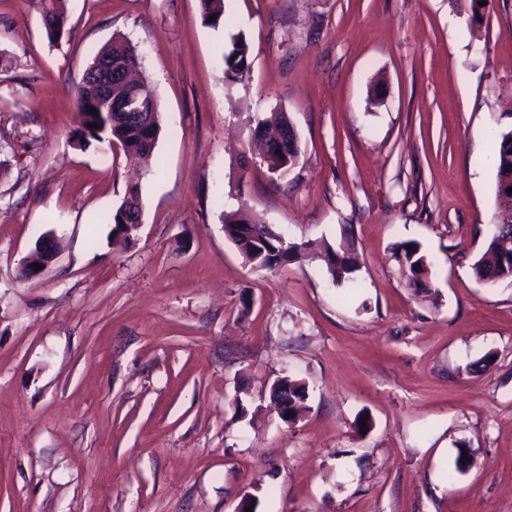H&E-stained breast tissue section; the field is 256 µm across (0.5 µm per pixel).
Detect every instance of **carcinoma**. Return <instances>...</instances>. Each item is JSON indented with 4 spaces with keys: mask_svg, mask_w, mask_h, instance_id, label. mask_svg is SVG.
<instances>
[{
    "mask_svg": "<svg viewBox=\"0 0 512 512\" xmlns=\"http://www.w3.org/2000/svg\"><path fill=\"white\" fill-rule=\"evenodd\" d=\"M201 18L205 25L217 28L224 23V0H199ZM60 0H38L40 5L43 26L47 38L57 41L70 34L68 18L59 6ZM215 20H210V17ZM110 58L115 62L123 61L133 65V70L141 68L139 56L133 46L123 40H115L112 46L99 51L93 61L86 68L76 99V107L82 117L80 128L76 132L77 139L85 143L96 141L99 143L118 141L124 153L145 169L153 168L154 154L161 123L155 122L146 128L140 120L132 119L125 112L110 109L109 105L97 100L92 90V74L97 63ZM224 77L231 83H243L250 76L249 44L243 35H238L232 41V47L223 55ZM139 90L137 105L148 112L160 113L158 98L144 79L130 82L126 72L118 71L112 75V103L125 104L129 100L130 91ZM96 113H91L90 108ZM256 128L269 125L276 127L293 128L285 112H272L268 115H259L255 118ZM493 144V156L497 168V186H502V177L512 173V130L490 134ZM292 156L290 163L284 165L272 152H267L265 161L268 168L284 176L294 168L300 157V149H288ZM97 223L112 225V232L116 235L131 236L137 231L135 225L143 223V209L132 212L126 209V201L109 212L98 217ZM224 234L240 250L246 262L261 270H271L283 263L297 260L309 254L313 243L310 241L296 242L285 233H278L265 228L268 239L261 245L250 242L246 236L254 223L247 221L239 212H227L223 215ZM397 257L403 267L406 277L415 285H422L428 279L427 258L421 252V247L414 241H404L396 244ZM319 257L324 261L333 283L339 285L347 283L350 289L358 285L350 278L354 270V260L345 251H338L331 246H324L318 251ZM473 271L477 279L485 281H498L512 279V262L501 261L497 251L496 237L489 239L487 248L481 257L474 263ZM294 388L298 396L295 406L288 408V412L295 414L307 398L306 386L303 382L286 375L276 379L270 387L274 394L282 387Z\"/></svg>",
    "mask_w": 512,
    "mask_h": 512,
    "instance_id": "cac0c4a2",
    "label": "carcinoma"
}]
</instances>
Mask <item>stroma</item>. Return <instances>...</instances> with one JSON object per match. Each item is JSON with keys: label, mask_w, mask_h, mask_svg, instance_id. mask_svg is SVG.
<instances>
[{"label": "stroma", "mask_w": 512, "mask_h": 512, "mask_svg": "<svg viewBox=\"0 0 512 512\" xmlns=\"http://www.w3.org/2000/svg\"><path fill=\"white\" fill-rule=\"evenodd\" d=\"M0 0V512H512V280L472 265L502 205L491 130L512 129V0ZM248 81L224 79L235 35ZM155 90V171L80 149L75 90L113 36ZM288 113L300 162L268 170L257 115ZM144 222L97 223L130 185ZM244 210L325 263L257 270ZM54 232L57 258L19 275ZM418 242L429 284L394 246ZM307 385L283 423L270 386ZM369 429H359L360 420ZM468 449L466 466L458 452ZM60 2V0H38L45 33L51 42L70 34L68 18L59 6ZM319 257L324 261L331 280L334 284L348 283L349 290L359 288L358 285L350 278V274L354 270V260L345 251L335 250L331 246H324L318 251ZM282 386L294 388L295 394L298 396L295 406L288 407V412L292 413V416H289L288 420L294 419L298 409L301 407L302 403L307 398L306 386L303 382L293 379L290 376L286 375L283 377H279L273 382V384L270 387L271 395L274 396L276 391Z\"/></svg>", "instance_id": "35a3bbf8"}]
</instances>
